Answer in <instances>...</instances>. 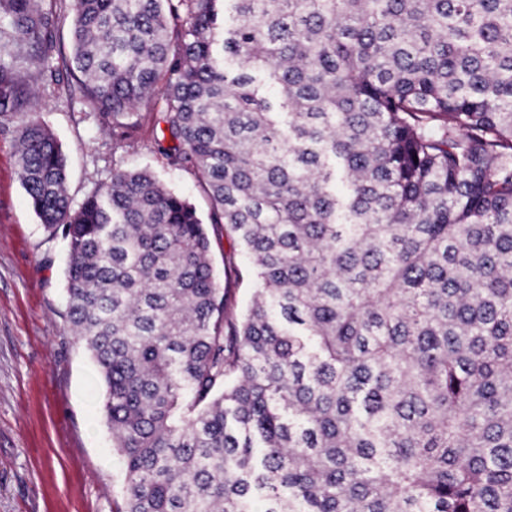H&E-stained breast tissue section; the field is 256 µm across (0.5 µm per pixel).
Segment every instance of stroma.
<instances>
[{"instance_id":"1","label":"stroma","mask_w":512,"mask_h":512,"mask_svg":"<svg viewBox=\"0 0 512 512\" xmlns=\"http://www.w3.org/2000/svg\"><path fill=\"white\" fill-rule=\"evenodd\" d=\"M39 107L67 158L73 205L118 166L152 171L205 211L196 176L155 152L150 128L116 153L111 124L86 118L80 99ZM15 169L14 134L0 127V512H121V464L86 397L93 365L65 317L67 243L45 231ZM208 233L216 280L230 314L241 316L255 288L251 276L233 274L246 254L231 231Z\"/></svg>"}]
</instances>
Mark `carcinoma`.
Segmentation results:
<instances>
[{"label":"carcinoma","mask_w":512,"mask_h":512,"mask_svg":"<svg viewBox=\"0 0 512 512\" xmlns=\"http://www.w3.org/2000/svg\"><path fill=\"white\" fill-rule=\"evenodd\" d=\"M0 17V123L68 242L124 512H512V0H0ZM41 94L80 98L118 149L149 125L206 217L120 168L72 208ZM208 224L249 254L239 318Z\"/></svg>","instance_id":"cac0c4a2"}]
</instances>
